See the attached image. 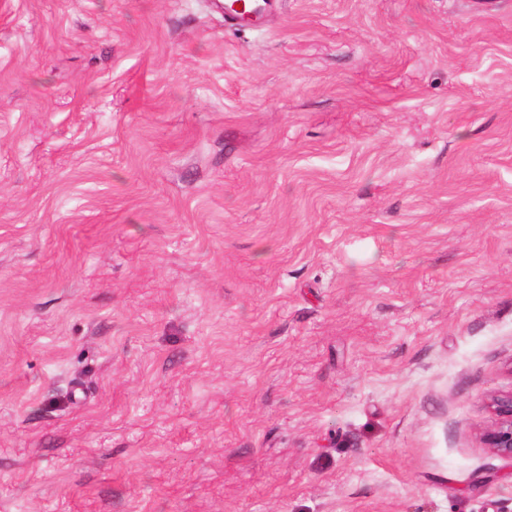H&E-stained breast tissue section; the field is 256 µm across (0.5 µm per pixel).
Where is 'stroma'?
<instances>
[{
    "label": "stroma",
    "mask_w": 512,
    "mask_h": 512,
    "mask_svg": "<svg viewBox=\"0 0 512 512\" xmlns=\"http://www.w3.org/2000/svg\"><path fill=\"white\" fill-rule=\"evenodd\" d=\"M512 0H0V512H512ZM274 0H256L251 5L236 9L235 2L224 3V18L239 26L250 28L261 23L267 6ZM485 407L493 416L492 424L483 434L486 447L512 460V390L487 396Z\"/></svg>",
    "instance_id": "stroma-1"
}]
</instances>
